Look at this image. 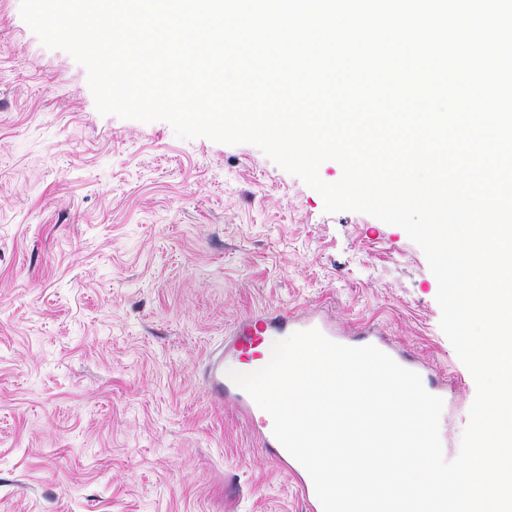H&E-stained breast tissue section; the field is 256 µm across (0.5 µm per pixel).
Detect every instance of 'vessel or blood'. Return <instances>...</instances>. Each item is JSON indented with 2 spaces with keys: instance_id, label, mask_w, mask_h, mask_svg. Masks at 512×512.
<instances>
[{
  "instance_id": "vessel-or-blood-1",
  "label": "vessel or blood",
  "mask_w": 512,
  "mask_h": 512,
  "mask_svg": "<svg viewBox=\"0 0 512 512\" xmlns=\"http://www.w3.org/2000/svg\"><path fill=\"white\" fill-rule=\"evenodd\" d=\"M308 329L319 330L330 340L337 343L345 341L352 347L375 346L390 355L401 366L408 368L412 365L404 352L395 350L391 344L378 338L371 330L359 331L356 337L345 340L323 318L302 315L285 309L256 312L240 321L235 328V341L231 353L238 360L250 358L255 356L257 348L265 340ZM206 382L215 399L236 403L246 420L260 423L259 438L262 447L268 449L272 460L287 479L296 484L306 512H322L321 503L316 496L309 474L275 438L271 416L253 405L247 394L226 376L223 356L214 357L207 371Z\"/></svg>"
}]
</instances>
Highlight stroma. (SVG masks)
Returning a JSON list of instances; mask_svg holds the SVG:
<instances>
[{
	"label": "stroma",
	"instance_id": "obj_1",
	"mask_svg": "<svg viewBox=\"0 0 512 512\" xmlns=\"http://www.w3.org/2000/svg\"><path fill=\"white\" fill-rule=\"evenodd\" d=\"M406 232L322 197L251 144L100 114L86 69L0 0V512H304L203 370L250 313L369 325L452 389L475 382Z\"/></svg>",
	"mask_w": 512,
	"mask_h": 512
}]
</instances>
